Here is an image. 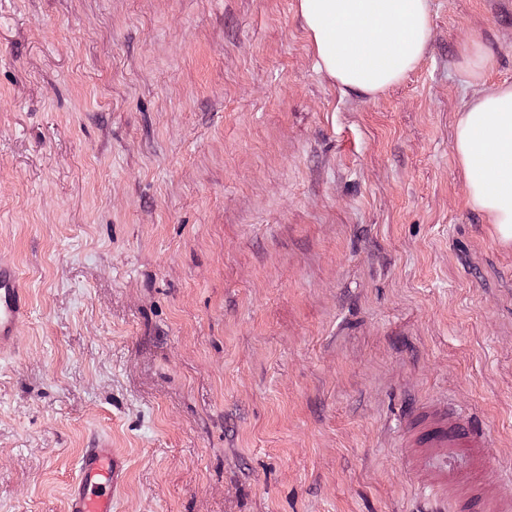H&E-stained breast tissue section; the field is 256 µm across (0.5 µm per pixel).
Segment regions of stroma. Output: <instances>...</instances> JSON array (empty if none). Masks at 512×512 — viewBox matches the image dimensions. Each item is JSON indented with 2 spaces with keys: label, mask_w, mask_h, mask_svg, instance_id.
<instances>
[{
  "label": "stroma",
  "mask_w": 512,
  "mask_h": 512,
  "mask_svg": "<svg viewBox=\"0 0 512 512\" xmlns=\"http://www.w3.org/2000/svg\"><path fill=\"white\" fill-rule=\"evenodd\" d=\"M431 6L371 96L299 0H0V259L30 296L0 512H67L97 434L117 512H412L400 421L436 394L512 496V242L453 148L512 83V0Z\"/></svg>",
  "instance_id": "1"
}]
</instances>
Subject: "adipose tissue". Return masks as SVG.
I'll return each instance as SVG.
<instances>
[{"label": "adipose tissue", "instance_id": "1", "mask_svg": "<svg viewBox=\"0 0 512 512\" xmlns=\"http://www.w3.org/2000/svg\"><path fill=\"white\" fill-rule=\"evenodd\" d=\"M300 15L322 70L342 87L374 95L399 83L431 37L430 0H300ZM455 153L471 206L512 240V84L468 103Z\"/></svg>", "mask_w": 512, "mask_h": 512}]
</instances>
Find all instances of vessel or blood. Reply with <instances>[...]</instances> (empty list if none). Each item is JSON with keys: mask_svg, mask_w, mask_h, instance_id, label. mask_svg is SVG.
Segmentation results:
<instances>
[{"mask_svg": "<svg viewBox=\"0 0 512 512\" xmlns=\"http://www.w3.org/2000/svg\"><path fill=\"white\" fill-rule=\"evenodd\" d=\"M29 300L20 270L0 262V357L13 353ZM405 461L437 512H512V499L482 482L491 461L483 423L462 418L445 399L414 407L402 424ZM126 459L102 437L83 452L68 493V512H112L126 481Z\"/></svg>", "mask_w": 512, "mask_h": 512, "instance_id": "vessel-or-blood-1", "label": "vessel or blood"}]
</instances>
